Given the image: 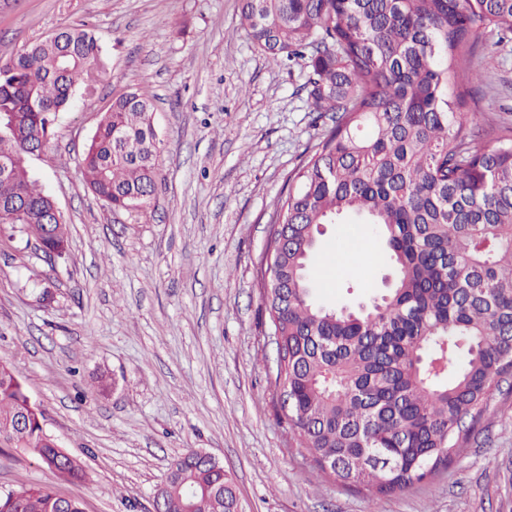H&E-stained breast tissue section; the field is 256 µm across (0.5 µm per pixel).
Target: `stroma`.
Listing matches in <instances>:
<instances>
[{
	"mask_svg": "<svg viewBox=\"0 0 512 512\" xmlns=\"http://www.w3.org/2000/svg\"><path fill=\"white\" fill-rule=\"evenodd\" d=\"M241 0H0V62L64 26L98 37L109 69L28 158L69 228L48 260L0 236V358L24 381L83 479L56 485L85 512H152L170 463L211 453L242 512H512V378L447 469L385 496L318 478L268 383L275 344L256 286L287 174L331 125L311 111L305 60L273 61L240 27ZM481 111L512 122V37L481 32ZM154 96L161 182L139 223L87 186L81 159L113 98ZM350 241L352 253L338 240ZM309 267L320 302L385 288L367 226L329 224ZM0 450V492L44 484Z\"/></svg>",
	"mask_w": 512,
	"mask_h": 512,
	"instance_id": "stroma-1",
	"label": "stroma"
}]
</instances>
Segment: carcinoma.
I'll return each instance as SVG.
<instances>
[{
	"instance_id": "obj_1",
	"label": "carcinoma",
	"mask_w": 512,
	"mask_h": 512,
	"mask_svg": "<svg viewBox=\"0 0 512 512\" xmlns=\"http://www.w3.org/2000/svg\"><path fill=\"white\" fill-rule=\"evenodd\" d=\"M241 27L272 59L309 52L308 103L332 127L292 170L261 262L262 304L276 341L270 384L319 477L387 495L419 483L467 439L512 375V126L480 141L485 113L464 66L481 30L512 35V0H242ZM106 61L95 35L63 30L0 65V211L27 210L18 232L42 252L49 195L26 143L50 141L77 90ZM145 92L112 100L82 168L93 193L134 223L154 198L159 140ZM367 224L391 283L367 311L319 304L308 265L325 224ZM0 359V448H22L57 480L84 476ZM162 512H232L220 470L189 449L157 490ZM0 512H84L49 484L0 492Z\"/></svg>"
}]
</instances>
